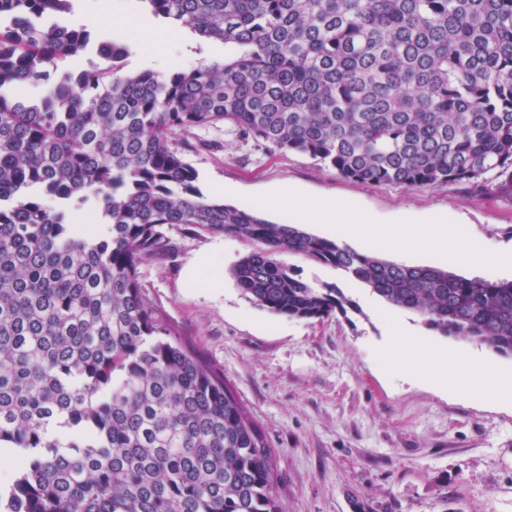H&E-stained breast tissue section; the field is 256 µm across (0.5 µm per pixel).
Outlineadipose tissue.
<instances>
[{"instance_id": "obj_1", "label": "adipose tissue", "mask_w": 512, "mask_h": 512, "mask_svg": "<svg viewBox=\"0 0 512 512\" xmlns=\"http://www.w3.org/2000/svg\"><path fill=\"white\" fill-rule=\"evenodd\" d=\"M276 204L296 218H303L310 211H319L324 223L333 227L340 239L352 237L370 244L381 245L402 255L409 254L413 238L410 227L403 226L395 232L349 203L333 200H312L296 195L277 197ZM436 236H452L454 247L450 259L458 264L473 266L486 271L505 269L512 256L498 251L491 244L475 240L458 225L436 223ZM390 343L379 354L386 372L423 379L438 389H453L457 393L480 396L497 402L512 404V374L486 370L481 359L471 354L455 358L442 357L424 341L408 335L400 319L390 321Z\"/></svg>"}]
</instances>
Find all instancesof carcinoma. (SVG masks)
Listing matches in <instances>:
<instances>
[{"mask_svg": "<svg viewBox=\"0 0 512 512\" xmlns=\"http://www.w3.org/2000/svg\"><path fill=\"white\" fill-rule=\"evenodd\" d=\"M75 0H0V512H280L263 429L183 347L140 266L164 227L257 245L260 308L351 304L281 264L351 275L440 335L512 357V280L407 266L207 198L172 136L224 124L371 185L512 192V0H143L230 49L125 74ZM95 51L103 63L72 71Z\"/></svg>", "mask_w": 512, "mask_h": 512, "instance_id": "carcinoma-1", "label": "carcinoma"}]
</instances>
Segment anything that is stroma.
<instances>
[{
  "label": "stroma",
  "mask_w": 512,
  "mask_h": 512,
  "mask_svg": "<svg viewBox=\"0 0 512 512\" xmlns=\"http://www.w3.org/2000/svg\"><path fill=\"white\" fill-rule=\"evenodd\" d=\"M104 15L111 32L139 43L125 73L224 59L223 44L199 38L184 46L166 22L144 35L120 12ZM172 145L197 170L206 196L222 184L224 203L272 222L291 223L288 212L266 204L289 193L351 203L390 228L401 219L425 227L443 217L512 251L508 192L477 194L458 183L364 184L306 155L241 140L221 125L178 133ZM165 234L171 251L143 263L141 282L178 340L223 374L264 430L276 455L282 512H356L359 500L374 512H512V407L387 375L378 351L389 306L368 287L284 250L280 263L313 286L341 288L350 304L323 320L275 315L228 273L217 293L185 283L190 259L213 243H222L227 269L249 243L180 225Z\"/></svg>",
  "instance_id": "1"
}]
</instances>
